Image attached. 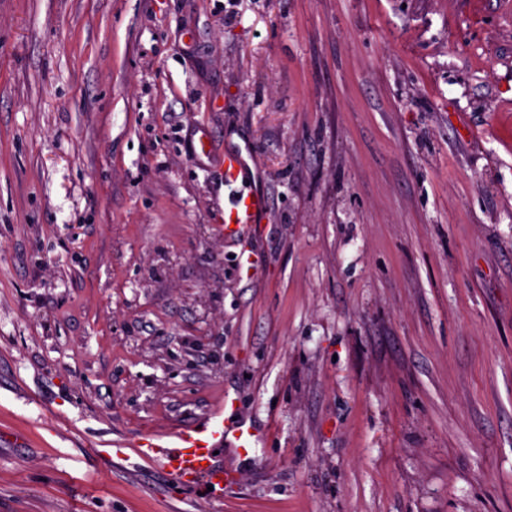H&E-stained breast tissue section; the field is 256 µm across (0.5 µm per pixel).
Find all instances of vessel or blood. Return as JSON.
I'll return each instance as SVG.
<instances>
[{"label":"vessel or blood","mask_w":512,"mask_h":512,"mask_svg":"<svg viewBox=\"0 0 512 512\" xmlns=\"http://www.w3.org/2000/svg\"><path fill=\"white\" fill-rule=\"evenodd\" d=\"M247 163L242 151H225L219 172L230 190L224 205V222L230 231L258 223L264 213V198L247 186ZM228 398H221L197 425L169 433H147L137 443L140 457L167 467L179 481L196 487H219L224 483L220 450L254 447L259 435L246 424H229L225 419Z\"/></svg>","instance_id":"vessel-or-blood-1"}]
</instances>
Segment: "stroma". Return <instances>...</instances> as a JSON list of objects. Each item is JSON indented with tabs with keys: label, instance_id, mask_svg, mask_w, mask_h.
I'll use <instances>...</instances> for the list:
<instances>
[{
	"label": "stroma",
	"instance_id": "stroma-1",
	"mask_svg": "<svg viewBox=\"0 0 512 512\" xmlns=\"http://www.w3.org/2000/svg\"><path fill=\"white\" fill-rule=\"evenodd\" d=\"M0 512H512V0H0ZM247 163L241 150H225L219 162L224 186L231 188L224 205V224L231 231L242 225L257 224L265 210L264 198L246 185ZM253 209V212H250ZM229 403L233 406V399L229 401L228 396L223 395L210 413L191 428L142 435L136 445L138 454L167 467L180 482L188 480L193 487L221 488L224 484L221 459L224 447L247 451L259 441V433L245 422L230 425L226 421L225 410Z\"/></svg>",
	"mask_w": 512,
	"mask_h": 512
}]
</instances>
